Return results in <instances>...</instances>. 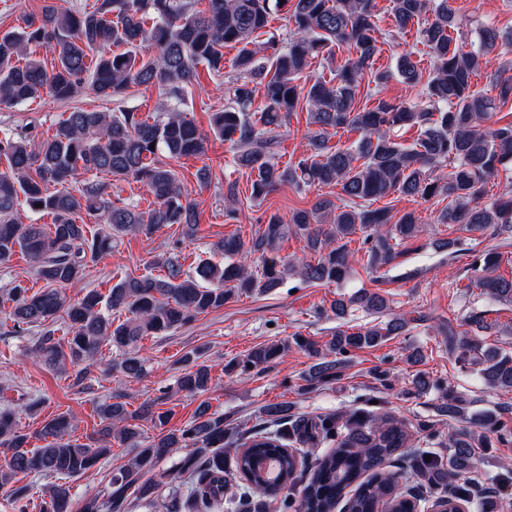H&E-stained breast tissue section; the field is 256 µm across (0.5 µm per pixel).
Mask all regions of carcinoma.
<instances>
[{"label":"carcinoma","mask_w":512,"mask_h":512,"mask_svg":"<svg viewBox=\"0 0 512 512\" xmlns=\"http://www.w3.org/2000/svg\"><path fill=\"white\" fill-rule=\"evenodd\" d=\"M95 0L89 9H62L44 5L40 19L0 32V106L26 104L43 96L68 100L83 87L112 98L110 112L76 108L58 122L54 134L37 127L0 133V267L21 253L33 264L45 287L32 293L23 281L0 289L11 303L8 318L17 333L43 328L30 353L62 371L77 367L81 380L103 349L114 352V367L129 378L147 374V360L138 344L145 336H164L198 315L224 306L238 293H271L291 276L305 283L339 284L350 272L349 238L362 234L367 268L384 269L397 257V242L422 232L415 211L394 217L386 208L366 203L391 195L430 200L443 197L448 205L439 215L442 224H462L472 232L512 235V196L484 200L491 178L512 163V121L492 125L489 118L512 101V77L492 75L497 95L474 88L473 78L484 56L512 32L490 24L479 27L476 41L465 50L450 31L458 29L453 0H391L394 28H416L431 52V69L423 73L409 54L399 57L396 72H375L373 59L380 34L375 0ZM285 11L289 30L267 31L272 11ZM239 48L236 75L225 87L224 109L209 117L204 132L184 116L180 106L196 82L199 66L224 75V47ZM349 55L335 63L336 49ZM45 47L53 53L51 65L34 56ZM335 65L329 79L309 71L310 61ZM398 74L409 87L424 84L423 104L378 97L373 106L358 107L365 75L375 86ZM155 88L167 109L149 119L124 105L129 90ZM262 88L259 111H253L257 88ZM307 112L309 153L295 164L282 166L277 158L279 130L295 112ZM416 128L410 145L396 129ZM339 129L359 134L346 149L328 144ZM224 140L233 149V162L250 179L251 198L263 201L281 186L340 187L341 203L321 199L309 209H297L288 219L271 213L251 241L227 237L214 250L224 263H199L194 273L184 270L186 256L173 252L153 257L149 265L163 269L159 277L126 276L103 295L92 289L77 300L63 288L80 280L88 264L98 261L129 234L151 237L162 226L177 224L185 238L199 224L196 204L172 166L183 158L205 154L210 139ZM452 170L437 173L446 163ZM104 174L118 181L142 183L155 207L142 212L112 201V184L97 180ZM81 179V188L70 183ZM225 216L239 220L236 184L224 191ZM52 217L53 224H21L17 208ZM100 220L91 231L78 223L81 214ZM302 235L314 260L301 266L277 256L289 232ZM503 254L498 247L478 254L470 264L469 285L481 294L512 303V279L496 274ZM382 316L386 298L362 288L333 304L336 318L352 307ZM130 314L125 320L114 314ZM61 317L66 337L57 339L44 326ZM405 318L363 326L349 332L338 329L323 345L296 335L287 341L253 348L244 358L224 365L228 374L249 375L296 347L315 359L305 381L326 383L354 350L377 346L401 334ZM443 333L450 350L467 363L472 355L479 378L492 390L512 391V353L485 347L480 337L467 336L449 326ZM199 349L181 358L186 371L179 389L196 395L209 390L210 367ZM442 409L466 420L461 400L451 389L442 391ZM29 402L0 411V489L7 488L13 512H31L29 485H17V476L53 478L39 503L40 512H124L127 492L152 512H268L273 500L293 512H335L345 501V512H408L404 494L397 491L399 475L386 464L411 447L406 425L392 416L369 419L352 413L344 422L334 414L300 419L288 424L289 407L272 404L263 411L264 426L247 435L243 448L224 454V417L199 406L195 418L181 429L166 428L169 413L155 410V402L130 412L122 401L97 406L99 428L90 442L70 439L72 421L66 415L45 420L29 434L19 425V413L31 411ZM153 422L159 433L144 447L140 421ZM136 445L129 463L112 475L104 492L75 500L69 480L109 455L111 439ZM35 439L42 445L30 447ZM331 441L335 447L321 457L309 477L299 471L292 443ZM476 437L463 428L448 436V455L414 454L410 472L430 491L467 501L471 485L466 474ZM183 452L177 473L181 484L163 493L161 483L147 474L162 460Z\"/></svg>","instance_id":"1"}]
</instances>
